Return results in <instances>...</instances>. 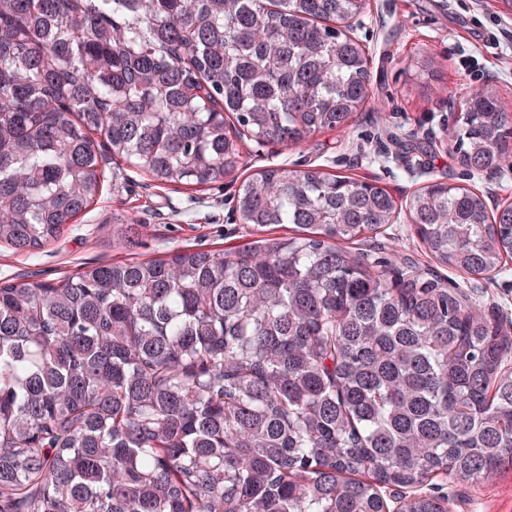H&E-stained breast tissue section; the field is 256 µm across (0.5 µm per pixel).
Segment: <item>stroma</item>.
I'll return each mask as SVG.
<instances>
[{
	"label": "stroma",
	"instance_id": "stroma-1",
	"mask_svg": "<svg viewBox=\"0 0 512 512\" xmlns=\"http://www.w3.org/2000/svg\"><path fill=\"white\" fill-rule=\"evenodd\" d=\"M369 61V97L350 127L320 132L297 147L243 139L244 166L235 179L201 187L161 184L102 150L108 177L95 203L42 249L0 245V282L54 281L83 267L173 250L221 249L249 235L236 209L241 182L282 164L349 176L385 187L406 201L433 181L483 193L489 207L512 202V171L469 174L448 147L454 94L491 83L512 114V7L505 0H365L348 21ZM148 227L136 249L113 243L114 219ZM397 244L408 265L459 286L472 304L512 328V262L484 277L437 264L407 214L360 243L376 255ZM427 492L448 498V512H512V468L478 485L434 479Z\"/></svg>",
	"mask_w": 512,
	"mask_h": 512
}]
</instances>
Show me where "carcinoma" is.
Masks as SVG:
<instances>
[{"mask_svg":"<svg viewBox=\"0 0 512 512\" xmlns=\"http://www.w3.org/2000/svg\"><path fill=\"white\" fill-rule=\"evenodd\" d=\"M363 0H0V243L54 242L105 172L93 135L159 183L344 129L369 96L340 27ZM191 87L205 98H191ZM494 87L449 132L472 173L512 169ZM229 249L0 282V512H447L416 491L512 466L508 334L459 287L347 245L392 223L376 184L280 165ZM410 223L442 266L512 259V203L432 182ZM292 224V236L272 225ZM144 225H115L123 242Z\"/></svg>","mask_w":512,"mask_h":512,"instance_id":"1","label":"carcinoma"}]
</instances>
